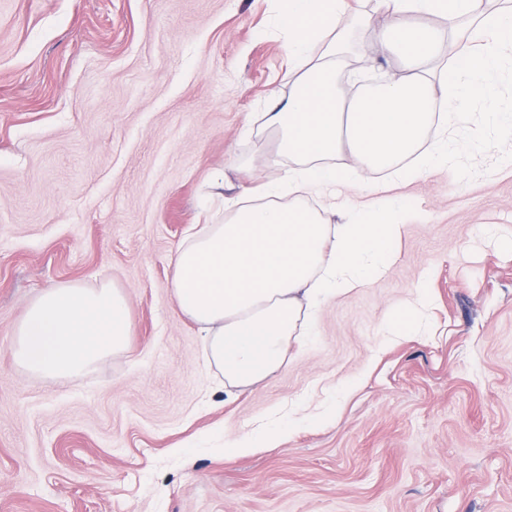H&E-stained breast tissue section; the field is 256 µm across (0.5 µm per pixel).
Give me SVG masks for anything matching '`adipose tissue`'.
Wrapping results in <instances>:
<instances>
[{"label":"adipose tissue","instance_id":"ef3b65f1","mask_svg":"<svg viewBox=\"0 0 512 512\" xmlns=\"http://www.w3.org/2000/svg\"><path fill=\"white\" fill-rule=\"evenodd\" d=\"M388 24L384 53L401 77L344 101L339 82L353 51H367L342 25ZM295 64L294 90L253 134L272 140L266 181L224 201V223L185 237L172 260L175 308L206 338L205 357L228 386L249 388L284 363L300 336L312 335L321 306L384 276L413 215L380 196L328 223L300 191L332 194L357 185V172L393 170L417 178L453 160L448 114L459 99L482 98L490 130L473 136L512 168V113L498 111L495 76L512 80V0H281L276 18ZM127 298L113 284L52 286L17 327L14 363L35 375L75 380L126 351Z\"/></svg>","mask_w":512,"mask_h":512}]
</instances>
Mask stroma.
<instances>
[{
  "mask_svg": "<svg viewBox=\"0 0 512 512\" xmlns=\"http://www.w3.org/2000/svg\"><path fill=\"white\" fill-rule=\"evenodd\" d=\"M278 0H0V512H512V172L390 187L388 273L323 305L259 385L227 390L169 260L275 178L245 133L291 91ZM128 297L125 354L71 381L11 357L62 284ZM420 331L377 346L418 283ZM297 411L244 456L226 444Z\"/></svg>",
  "mask_w": 512,
  "mask_h": 512,
  "instance_id": "35a3bbf8",
  "label": "stroma"
}]
</instances>
